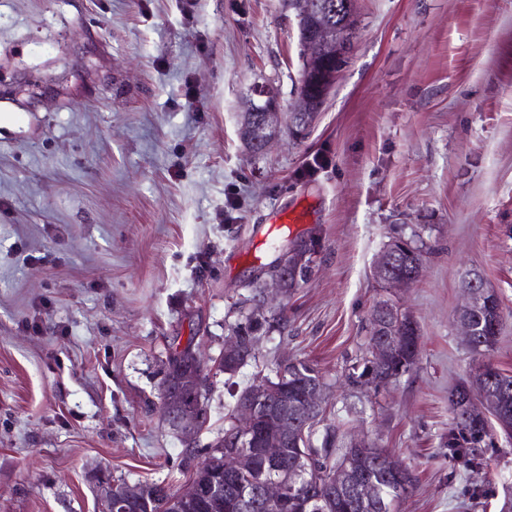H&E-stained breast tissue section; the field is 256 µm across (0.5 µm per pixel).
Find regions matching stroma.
Listing matches in <instances>:
<instances>
[{
  "mask_svg": "<svg viewBox=\"0 0 512 512\" xmlns=\"http://www.w3.org/2000/svg\"><path fill=\"white\" fill-rule=\"evenodd\" d=\"M302 48L286 0H0V512H98L97 479L190 473L161 406L170 350L197 332L205 456L233 394L275 363L316 365L326 421L349 411L415 475L398 512H512V437L481 467L448 453V392L475 366L512 374V0H356L349 62L307 134L240 137L258 83L282 118ZM306 222L267 242L273 213ZM316 232L307 282L270 291L256 361L218 366L240 304L293 236ZM423 255L389 291L395 237ZM502 301L492 351L455 323L461 279ZM417 324L416 366L345 385L377 301ZM413 249L420 253L418 248L414 247ZM413 249L409 242L404 239L392 240L382 251L375 265L374 272L376 278L390 287H409L411 285L410 279L414 277L419 278L423 265L421 255L418 252L411 253ZM402 252L412 254L410 258H415L410 264V268H408L409 271L396 268L400 264L398 256Z\"/></svg>",
  "mask_w": 512,
  "mask_h": 512,
  "instance_id": "stroma-1",
  "label": "stroma"
}]
</instances>
